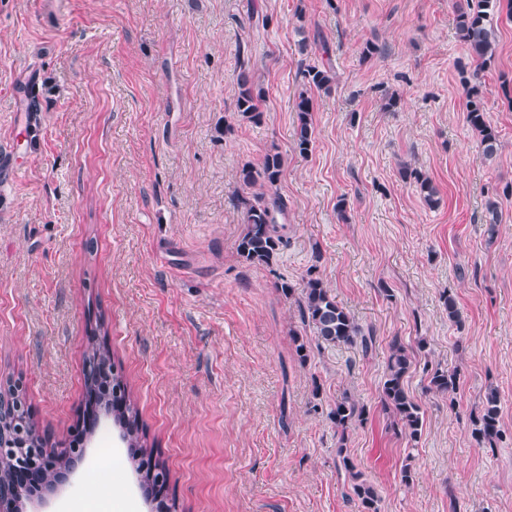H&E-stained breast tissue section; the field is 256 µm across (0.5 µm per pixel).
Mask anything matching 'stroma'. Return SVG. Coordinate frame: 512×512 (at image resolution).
I'll use <instances>...</instances> for the list:
<instances>
[{
	"instance_id": "35a3bbf8",
	"label": "stroma",
	"mask_w": 512,
	"mask_h": 512,
	"mask_svg": "<svg viewBox=\"0 0 512 512\" xmlns=\"http://www.w3.org/2000/svg\"><path fill=\"white\" fill-rule=\"evenodd\" d=\"M458 2L0 0V152L14 167L0 185V386L18 387L43 432L69 436L88 352L106 346L175 512H360L341 447L378 512H512V22L500 20L477 82L500 132L488 159L466 119ZM254 12L269 25H250ZM368 41L384 52L365 61ZM242 45L267 92L258 124L235 108ZM314 63L337 80L314 95L315 143L301 155L293 104ZM227 122L234 133L219 136ZM273 148L285 244L251 266L234 198L242 166ZM404 163L432 179L437 206L400 178ZM311 267L373 334L370 352L302 330L279 285ZM422 337L425 360L460 383L431 392L412 368L414 443L390 429L380 395L390 342ZM490 388L505 430L493 448L471 435ZM345 395L366 419L343 438L328 413ZM121 434L101 415L51 512H151Z\"/></svg>"
}]
</instances>
